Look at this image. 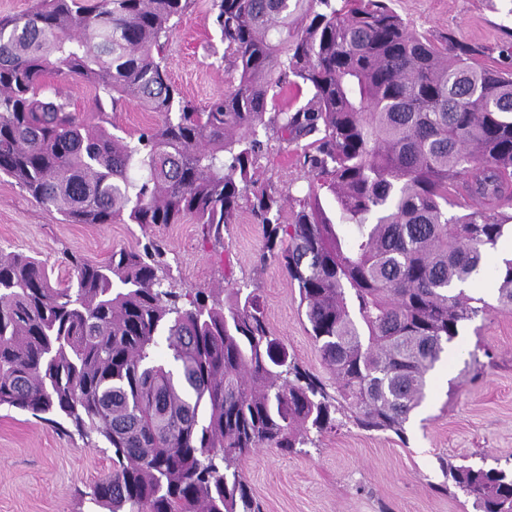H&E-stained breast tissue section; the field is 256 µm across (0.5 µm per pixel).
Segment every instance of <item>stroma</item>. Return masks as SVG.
<instances>
[{
	"instance_id": "stroma-1",
	"label": "stroma",
	"mask_w": 512,
	"mask_h": 512,
	"mask_svg": "<svg viewBox=\"0 0 512 512\" xmlns=\"http://www.w3.org/2000/svg\"><path fill=\"white\" fill-rule=\"evenodd\" d=\"M411 29L435 43L471 45L478 65L512 71V0H392ZM212 0H191L167 38L164 64L184 94L202 105L234 82ZM261 180L301 196L302 149L271 145ZM162 241L178 288L225 301L230 288L257 290L272 335L305 369L329 380L299 290L275 259L260 261L265 239L248 213L204 238L193 218L178 224H68L0 174V249L38 256L67 282L70 256L90 262ZM472 282L485 311L464 321L427 379L426 396L403 434L365 431L345 421L300 453L254 449L240 468L261 512H473L445 478L443 463L496 468L512 463V310L500 307L489 270ZM112 468L99 434L80 435L66 419L0 407V512H100L92 490Z\"/></svg>"
}]
</instances>
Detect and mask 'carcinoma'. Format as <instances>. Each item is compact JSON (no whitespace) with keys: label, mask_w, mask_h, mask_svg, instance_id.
<instances>
[{"label":"carcinoma","mask_w":512,"mask_h":512,"mask_svg":"<svg viewBox=\"0 0 512 512\" xmlns=\"http://www.w3.org/2000/svg\"><path fill=\"white\" fill-rule=\"evenodd\" d=\"M190 0H39L0 18V173L68 224L220 235L248 210L298 285L335 393L268 329L256 290L228 306L164 286L151 242L52 282L0 251V406L56 414L112 448L109 512H260L238 463L336 428L403 433L445 345L485 301L465 292L512 222V73L436 45L388 0H213L232 89L198 107L163 64ZM92 86L91 124L46 76ZM306 104L277 107L286 86ZM162 121L126 137L104 104ZM273 112H268V109ZM308 193L258 183L269 143L306 138ZM298 210L282 221L285 200ZM460 208V213L448 209ZM512 308V260L494 271ZM476 512H512V468L448 464Z\"/></svg>","instance_id":"cac0c4a2"}]
</instances>
